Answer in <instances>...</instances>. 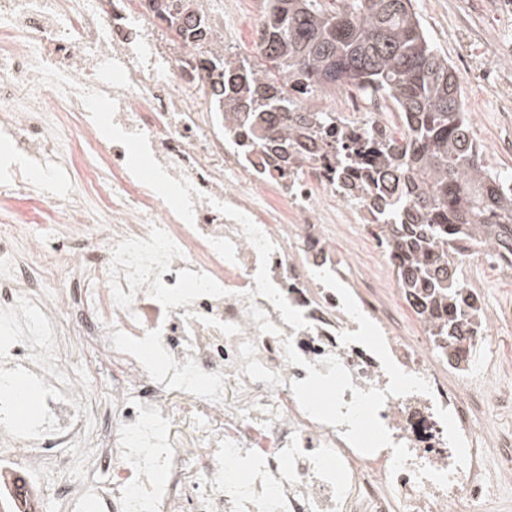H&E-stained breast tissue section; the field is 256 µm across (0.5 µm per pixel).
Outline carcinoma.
Wrapping results in <instances>:
<instances>
[{
  "instance_id": "obj_1",
  "label": "carcinoma",
  "mask_w": 512,
  "mask_h": 512,
  "mask_svg": "<svg viewBox=\"0 0 512 512\" xmlns=\"http://www.w3.org/2000/svg\"><path fill=\"white\" fill-rule=\"evenodd\" d=\"M257 55L240 60L217 43L196 0H146L188 54L209 72L208 96H234L232 120L262 142L265 164L286 177L301 164L334 156L364 171L362 186L381 208H413L421 222L378 224V238L396 250L394 273L407 291L425 288L419 315L440 348L456 343V317L445 311L458 285L448 267L475 248L512 253V187L481 160L453 68L427 39L411 0H265ZM351 87L392 102L406 126L401 138L336 139V113L301 112L297 92Z\"/></svg>"
}]
</instances>
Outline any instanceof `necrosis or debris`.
Returning a JSON list of instances; mask_svg holds the SVG:
<instances>
[{"instance_id":"necrosis-or-debris-1","label":"necrosis or debris","mask_w":512,"mask_h":512,"mask_svg":"<svg viewBox=\"0 0 512 512\" xmlns=\"http://www.w3.org/2000/svg\"><path fill=\"white\" fill-rule=\"evenodd\" d=\"M197 81L131 0H0V512H472L512 449L470 411L512 397L472 377L494 310L461 289L455 356L396 331L326 230L382 221L354 171L270 175Z\"/></svg>"}]
</instances>
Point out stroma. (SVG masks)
I'll use <instances>...</instances> for the list:
<instances>
[{"mask_svg":"<svg viewBox=\"0 0 512 512\" xmlns=\"http://www.w3.org/2000/svg\"><path fill=\"white\" fill-rule=\"evenodd\" d=\"M413 7L428 38L457 75L485 166L511 179L512 59H501L494 49L512 43V0H413ZM211 8L223 15L225 29L235 36L229 54L251 58L250 32L259 21L256 0H212ZM329 231L337 251L350 256L353 277L378 267L376 242L360 225L333 224ZM468 284L491 306L512 307V279L503 278L495 265L477 260ZM479 369L495 382L512 384V318L495 321L493 341ZM487 467L495 489L481 512H512V464L493 451Z\"/></svg>","mask_w":512,"mask_h":512,"instance_id":"obj_1","label":"stroma"}]
</instances>
